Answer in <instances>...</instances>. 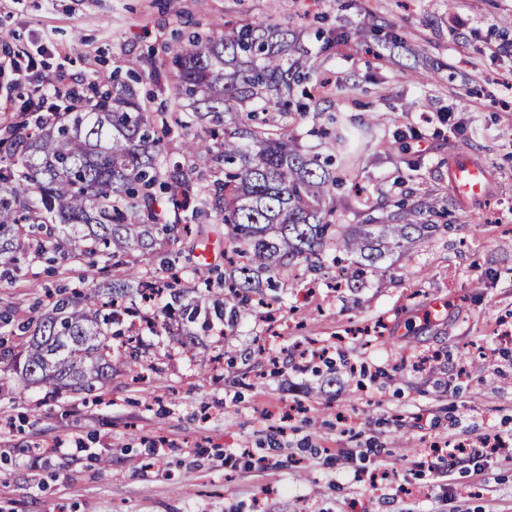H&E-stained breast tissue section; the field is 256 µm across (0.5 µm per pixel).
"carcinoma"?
<instances>
[{
    "label": "carcinoma",
    "instance_id": "carcinoma-1",
    "mask_svg": "<svg viewBox=\"0 0 512 512\" xmlns=\"http://www.w3.org/2000/svg\"><path fill=\"white\" fill-rule=\"evenodd\" d=\"M175 79L169 86L181 112L175 123L188 131L208 123L204 139L184 138L187 161L170 163L158 124L137 89L115 71L89 85L82 103L51 116H31L0 139V279L21 270L20 253L65 263L85 258L116 259L150 250L189 225L170 221L157 209L159 196L173 208L191 210L193 220L221 221L233 255L243 259L239 278L223 280L218 314L233 327L250 307L255 278L276 288L305 272L336 270L349 283L379 268L398 250L407 254L416 240L448 223L443 212L401 199L382 217L358 212L356 224L336 223V187L364 150L372 127L355 129L341 115L330 117L336 134L324 156L308 153L288 135L287 110L297 87L309 82L311 55L300 34L265 17L237 27L218 25L194 33L171 54ZM279 119H258L272 100ZM128 283L112 284V301L131 290L157 296L163 319L201 313L193 294L211 286L197 272L175 276L157 291L149 270L127 268ZM98 291L72 292L55 300L26 347L22 387L40 385L91 394L112 377V326L122 312L98 308Z\"/></svg>",
    "mask_w": 512,
    "mask_h": 512
}]
</instances>
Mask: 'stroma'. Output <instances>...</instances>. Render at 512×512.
<instances>
[{
    "label": "stroma",
    "mask_w": 512,
    "mask_h": 512,
    "mask_svg": "<svg viewBox=\"0 0 512 512\" xmlns=\"http://www.w3.org/2000/svg\"><path fill=\"white\" fill-rule=\"evenodd\" d=\"M269 14L301 31L325 85L289 135L323 154L331 115L381 117L342 223L406 192L447 204L450 230L357 288L328 274L312 289L284 282L270 321L257 307L189 336L139 302L140 362L113 339L98 397L18 390L0 363V512H512V447L457 455L443 474L427 452L486 434L512 444V0H0V61L32 54L50 84L77 88L143 74L140 95L170 122L178 109L153 64L189 33ZM336 28L350 38L324 47ZM415 131L426 154L394 150ZM460 165L483 169L479 196L455 192ZM227 244L210 220L131 257L188 270ZM121 274L30 257L0 280V306L34 320L50 293ZM392 466L408 481L383 479Z\"/></svg>",
    "instance_id": "1"
}]
</instances>
